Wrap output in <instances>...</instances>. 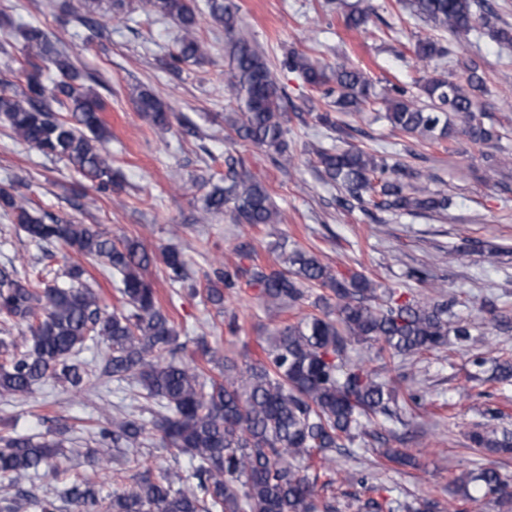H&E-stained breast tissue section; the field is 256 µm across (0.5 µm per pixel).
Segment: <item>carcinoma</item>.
Listing matches in <instances>:
<instances>
[{"label":"carcinoma","instance_id":"cac0c4a2","mask_svg":"<svg viewBox=\"0 0 512 512\" xmlns=\"http://www.w3.org/2000/svg\"><path fill=\"white\" fill-rule=\"evenodd\" d=\"M72 14L68 0L61 12L72 14L91 31L106 29L92 4ZM145 15L169 18L179 26L173 59L194 63L208 54L197 33L190 0H137ZM345 24L361 30L375 13L372 0L341 3ZM209 15L229 38V71L224 96L232 108L225 118L226 137L269 153L281 169L293 166L288 145V119L278 85L264 56L239 35L235 0H207ZM416 19L454 37H468L485 27L497 42L512 43V29L498 28L488 0H407ZM25 62L16 81L0 79V122L13 137L43 156L58 160L98 190L119 182L105 148L110 132L101 119L104 102L94 87L79 82L71 57L58 49L54 33L38 26L20 31ZM412 53L429 64L450 55L439 41L418 39ZM283 64L315 90H324L342 112H361L378 104L393 131L421 143H443L463 136L487 162L509 166L512 158L491 152L497 131L477 115L485 81L471 58L453 60L451 75L434 74L419 86L429 105L420 107L399 89H377L367 75L345 61L330 66L304 52L290 50ZM54 68L58 80L43 82V70ZM138 111L167 127L172 109L149 90L136 95ZM69 116L59 117L57 113ZM325 180L342 190L341 208L354 205L384 212L444 213L452 198L431 189L429 177L414 172L389 155L348 142L343 148L315 145ZM0 206L14 214L16 224L37 244L58 243L103 262L121 275V310L101 308L96 293L84 282L85 269L75 264L67 281L50 284L0 266V395L26 397L43 383L67 386L77 394L92 386L94 372L80 358L88 343L107 348L108 374L124 382L145 402L142 416L122 410L104 417L95 434L112 451L138 461L139 448L152 432L160 445L190 457L187 477L156 479L130 476L132 485L102 496L92 477H84L41 495L24 493L4 499L0 512H19L28 503L34 512H60L65 501L74 512H335L326 495L334 484H359L364 489L362 512H460L453 504L427 501L419 506L406 498L374 496L351 469L333 468V453L355 445L367 448L377 417L395 415L398 389L366 361L386 362L436 350L453 336L477 343L471 323L449 312L448 303L379 285L359 270H338L315 252L297 244H278L279 262H252L255 247L243 243L240 260L223 263L206 276V300L216 306L248 289L269 307L299 311L297 319L275 329L264 357L242 364L220 358L217 350L199 344L200 360H185L186 344L158 300L145 271L153 257L138 240L115 243L92 224L40 215L28 209L12 186H0ZM230 212L238 224H281L267 188L241 174L227 160L224 185L205 194L200 220ZM165 278L184 284L189 267L175 248L162 254ZM17 328L21 335H11ZM476 447L511 454L512 432H476ZM63 448L53 440L14 431L0 435V484L16 487L35 478L59 479ZM327 480L320 481V475ZM464 499L476 500V485L501 506L512 505V480L490 467L465 469L454 478Z\"/></svg>","mask_w":512,"mask_h":512}]
</instances>
